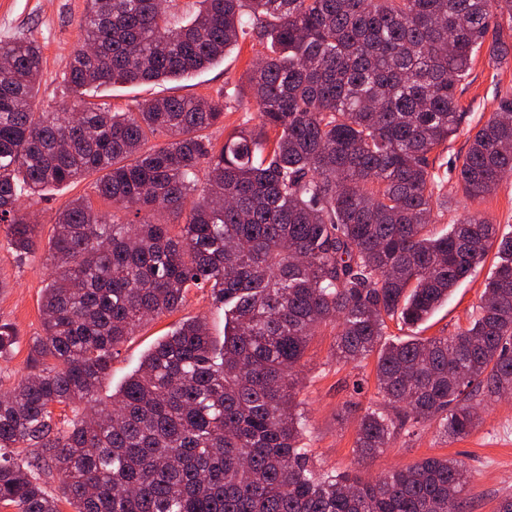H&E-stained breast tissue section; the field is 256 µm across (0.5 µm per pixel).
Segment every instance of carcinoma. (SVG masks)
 Listing matches in <instances>:
<instances>
[{
  "instance_id": "1",
  "label": "carcinoma",
  "mask_w": 512,
  "mask_h": 512,
  "mask_svg": "<svg viewBox=\"0 0 512 512\" xmlns=\"http://www.w3.org/2000/svg\"><path fill=\"white\" fill-rule=\"evenodd\" d=\"M89 0L64 73L89 87L179 80L262 46L249 75L258 124L216 147L205 131L224 99L168 96L137 111L85 103L35 112L43 65L32 38L0 44V225L18 263L39 225L22 197L98 173L99 214L84 197L54 219L43 335L30 373L0 393V504L60 512L38 471H56L74 512H448L463 462L426 458L375 480L309 464L297 401L309 343L335 331L336 361L376 356L382 407L360 418L375 458L433 423L458 439L480 405L512 392V231L477 213L430 233L437 182L429 154L461 121L458 86L486 40L512 53V0ZM507 23H502V20ZM166 137L151 145L156 136ZM512 178V97L470 138L458 187L480 202ZM495 250L465 328L387 343V321L426 322ZM207 286L224 340L179 323L101 405L117 347L150 318ZM17 336L0 324V357ZM84 405L76 419L55 408ZM34 448L33 459L19 450Z\"/></svg>"
}]
</instances>
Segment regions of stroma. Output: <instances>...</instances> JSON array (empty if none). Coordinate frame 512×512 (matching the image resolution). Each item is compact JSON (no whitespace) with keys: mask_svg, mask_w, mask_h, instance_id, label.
<instances>
[{"mask_svg":"<svg viewBox=\"0 0 512 512\" xmlns=\"http://www.w3.org/2000/svg\"><path fill=\"white\" fill-rule=\"evenodd\" d=\"M87 0H0V43L24 37L38 41L43 51V67L35 99L37 111L49 112L62 107L79 106V99L66 94L62 76L71 55L82 40L81 23ZM260 52L251 40L241 41L217 66L181 80L155 84H115L95 91L92 100L107 103L112 109H135L138 103L167 95L203 96L217 99L224 94L225 83H233L239 99L224 112L223 123L211 127L208 134L216 144H223L232 129L245 126L256 114V106L247 88L248 69ZM512 96V56L492 61L488 51L476 56L470 75L459 87L458 96L464 117L454 136L435 149L429 163L439 189L432 203L430 230L440 236L449 224L471 205L457 195L455 166L469 146V137L496 111L502 97ZM96 175L51 190L35 201H25L41 226L37 237L36 259L17 264L0 233V323L11 324L17 332L13 350L0 358V390H10L28 373L29 347L41 334L40 300L50 279L45 261L53 219L73 199L93 196ZM486 258L459 284L447 303L417 330L418 336H448L466 326L478 302L484 282L493 267ZM205 318L216 340L224 338V311L213 304L208 289L193 288L184 305L174 313L148 321L121 344L112 357V367L97 390L101 402H109L115 390L140 365L148 350L179 322ZM332 329L315 337L299 375V398L307 417L303 441L321 469L377 477L381 471L400 468L427 457L455 458L466 463L471 478L464 493L463 512H494L498 500L512 495V397L488 403L480 425L461 439H447L435 426L425 425L412 436L400 435L392 448L372 460L362 459L355 448L356 430L364 409L378 403L376 359L368 357L343 365L332 357ZM362 391H355V383Z\"/></svg>","mask_w":512,"mask_h":512,"instance_id":"1","label":"stroma"}]
</instances>
